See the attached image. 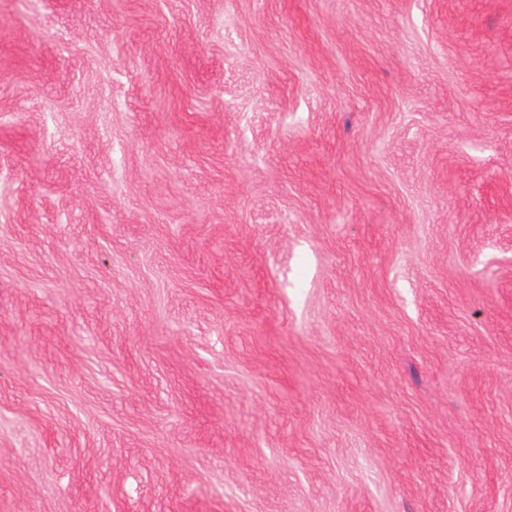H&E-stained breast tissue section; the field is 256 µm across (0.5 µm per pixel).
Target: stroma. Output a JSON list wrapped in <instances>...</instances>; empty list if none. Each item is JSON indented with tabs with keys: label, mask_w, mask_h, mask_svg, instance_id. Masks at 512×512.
<instances>
[{
	"label": "stroma",
	"mask_w": 512,
	"mask_h": 512,
	"mask_svg": "<svg viewBox=\"0 0 512 512\" xmlns=\"http://www.w3.org/2000/svg\"><path fill=\"white\" fill-rule=\"evenodd\" d=\"M0 512H512V0H0Z\"/></svg>",
	"instance_id": "1"
}]
</instances>
